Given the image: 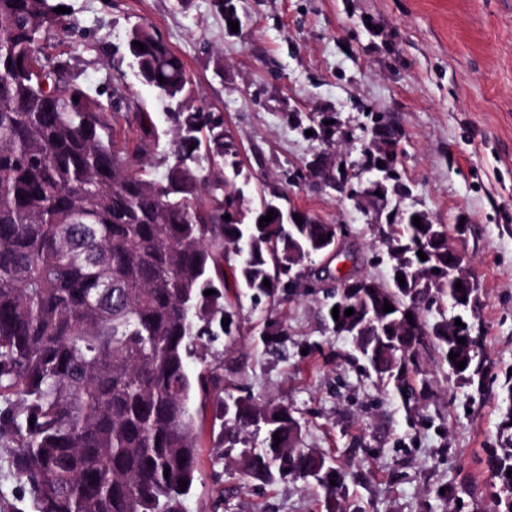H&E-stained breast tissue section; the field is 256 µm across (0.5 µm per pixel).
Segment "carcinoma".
Here are the masks:
<instances>
[{
    "instance_id": "1",
    "label": "carcinoma",
    "mask_w": 512,
    "mask_h": 512,
    "mask_svg": "<svg viewBox=\"0 0 512 512\" xmlns=\"http://www.w3.org/2000/svg\"><path fill=\"white\" fill-rule=\"evenodd\" d=\"M59 6L64 0H0V445L11 449L33 512H183L202 448L191 403L207 400L218 381L211 371L191 376L186 359L214 321L235 315L214 276L224 275L233 254L241 258L237 287L256 302L274 300L288 274L280 259L292 250L299 266L332 253L336 225L303 214L294 245L288 225L256 223L263 208L288 196L267 194L251 207L223 120L186 107L192 80L147 22L131 26L128 55L140 82L167 104L173 161L160 178L146 171L152 128L143 129L131 160L116 143L108 107L77 82L73 58L44 52L51 30L69 26ZM213 7L239 21L234 0ZM328 120L313 135L331 147L336 124ZM398 138L377 120L361 169L380 177L383 193L400 196L407 186L398 176ZM391 215L377 225L387 281L334 289L333 330L408 405L428 390L426 379L415 388L411 377L429 350L448 377L482 386L488 369L477 314L450 275L458 257L448 240L458 225L434 224L420 211ZM386 302L394 310L383 311ZM446 305L454 317L422 319L423 310ZM508 400L500 445L488 449L498 479L489 512H512V388ZM220 409V456L247 478L312 479L327 496L344 484L341 468L298 447L301 427L288 405L245 392L228 395Z\"/></svg>"
}]
</instances>
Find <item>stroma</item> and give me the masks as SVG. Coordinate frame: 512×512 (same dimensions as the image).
<instances>
[{
  "instance_id": "35a3bbf8",
  "label": "stroma",
  "mask_w": 512,
  "mask_h": 512,
  "mask_svg": "<svg viewBox=\"0 0 512 512\" xmlns=\"http://www.w3.org/2000/svg\"><path fill=\"white\" fill-rule=\"evenodd\" d=\"M65 2L70 28L51 34L48 53L74 56L80 84L119 112V145L134 147L137 116L149 113L160 135L155 174L173 151L165 106L124 63L127 32L141 21L184 60L194 105L223 120L247 196L275 188L297 210L347 229L351 260L314 258L279 300L257 304L229 291L237 334L203 337L187 361L194 375L222 363L225 392L288 403L300 447L342 467L344 486L329 498L313 482L244 479L217 453L211 399L185 512H485V450L500 438L512 393V0H237L235 32L211 0ZM321 115L336 116L343 134L334 157L352 172L376 116H385L401 132L398 170L410 189L388 208L468 224L461 248L482 285V388L448 379L427 358L428 394L405 408L333 332L324 293L337 268L382 280L387 266L374 213L307 176L324 146L303 130ZM271 325L287 332L283 345L261 341Z\"/></svg>"
}]
</instances>
